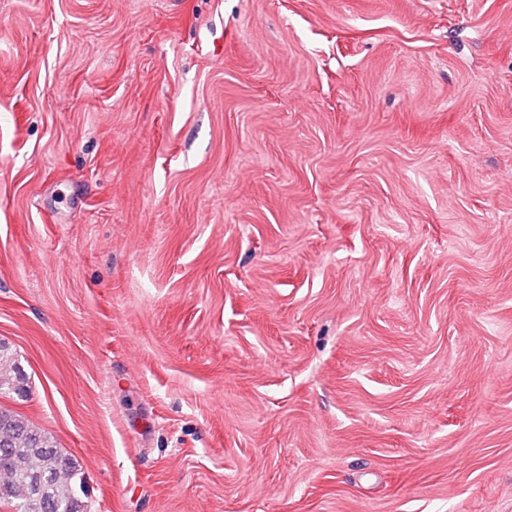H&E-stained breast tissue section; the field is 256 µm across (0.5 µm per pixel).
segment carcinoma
<instances>
[{"label": "carcinoma", "instance_id": "carcinoma-1", "mask_svg": "<svg viewBox=\"0 0 512 512\" xmlns=\"http://www.w3.org/2000/svg\"><path fill=\"white\" fill-rule=\"evenodd\" d=\"M26 374L0 346V394L23 396ZM7 512H89L79 463L21 414L0 406V509Z\"/></svg>", "mask_w": 512, "mask_h": 512}]
</instances>
